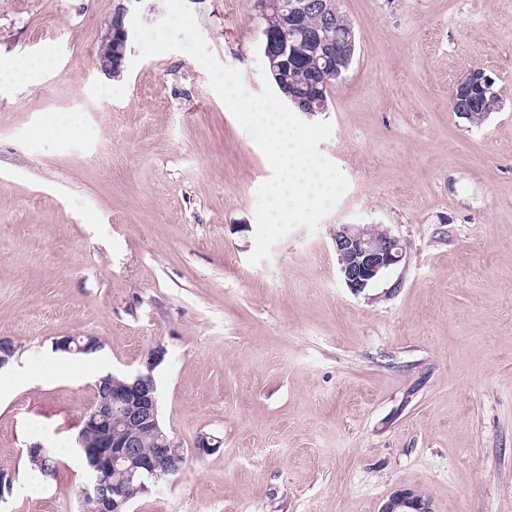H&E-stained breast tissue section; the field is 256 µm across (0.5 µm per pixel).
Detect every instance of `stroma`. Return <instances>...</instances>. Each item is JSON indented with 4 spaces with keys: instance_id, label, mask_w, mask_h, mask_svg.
I'll return each instance as SVG.
<instances>
[{
    "instance_id": "stroma-1",
    "label": "stroma",
    "mask_w": 512,
    "mask_h": 512,
    "mask_svg": "<svg viewBox=\"0 0 512 512\" xmlns=\"http://www.w3.org/2000/svg\"><path fill=\"white\" fill-rule=\"evenodd\" d=\"M210 49L260 92L257 0H187ZM356 54L319 149L349 186L317 231L250 264L260 149L183 52L118 76L96 58L114 15L164 0H0V55L49 57L0 88V336L20 354L99 337L129 374L155 346L163 426L221 446L128 512H380L398 488L435 512H512V0H338ZM484 69L503 107L451 112ZM381 224L405 263L364 292L331 232ZM94 378L0 404V512H79L72 449ZM54 448L57 478L31 466Z\"/></svg>"
}]
</instances>
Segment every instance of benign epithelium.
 <instances>
[{"label": "benign epithelium", "instance_id": "obj_1", "mask_svg": "<svg viewBox=\"0 0 512 512\" xmlns=\"http://www.w3.org/2000/svg\"><path fill=\"white\" fill-rule=\"evenodd\" d=\"M260 15L274 17L277 24L261 30L260 50L264 65L278 90L291 99L299 111L315 114L326 110L321 87L341 75L354 54V32L347 27L341 34L334 32L338 12L337 0H259ZM317 11L324 24L309 28L305 16ZM129 33L122 16L114 17L105 35L106 47L97 56L98 68L112 75L121 69ZM301 66L322 74L320 84L314 85L301 96L288 87V71ZM494 80L485 71L474 69L456 85L452 99L473 105L480 101L484 112H463L470 122L482 121L488 110L499 108L498 94L493 91ZM339 273L345 285L354 293H361L382 276L399 266L406 257L400 239L380 224H338L331 235ZM101 345L97 336L87 337L80 343L76 336H63L56 347L66 351L84 350ZM165 356V349H151L142 362V368L125 377L112 378L103 386L102 395L94 399L89 421L95 425L96 436L92 444H81L85 458L95 473L94 486H82L77 497L95 500L98 512H128L129 496L124 484L111 478L120 472L131 479L157 481L182 470V457L169 453L179 445L161 424L159 400L154 370ZM148 432L155 448L141 451L142 434ZM221 441L202 433L197 436L191 452L201 457L215 451ZM381 512H434L431 498L415 489L392 492Z\"/></svg>", "mask_w": 512, "mask_h": 512}]
</instances>
